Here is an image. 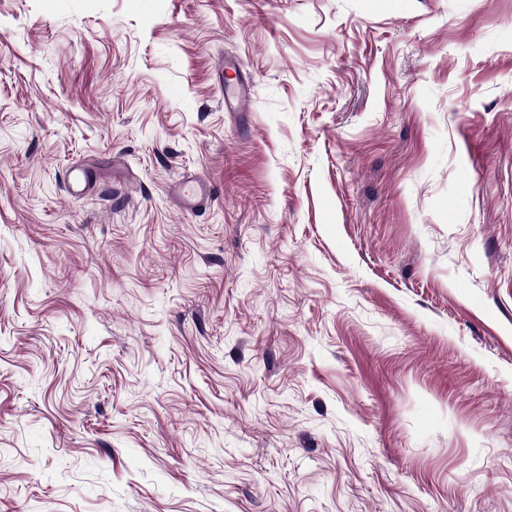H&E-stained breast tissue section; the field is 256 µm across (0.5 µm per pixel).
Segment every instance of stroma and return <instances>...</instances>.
<instances>
[{
    "instance_id": "stroma-1",
    "label": "stroma",
    "mask_w": 512,
    "mask_h": 512,
    "mask_svg": "<svg viewBox=\"0 0 512 512\" xmlns=\"http://www.w3.org/2000/svg\"><path fill=\"white\" fill-rule=\"evenodd\" d=\"M0 512H512V0H0ZM172 192L182 207L190 211L207 203L211 198L209 182L199 176L175 182L172 185Z\"/></svg>"
}]
</instances>
